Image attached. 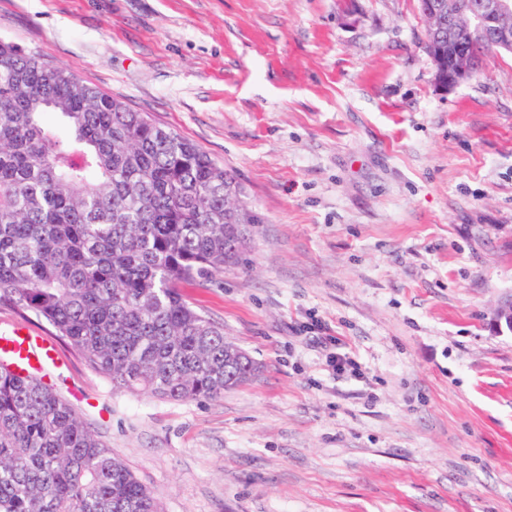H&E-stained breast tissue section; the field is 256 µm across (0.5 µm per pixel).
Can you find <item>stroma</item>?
Masks as SVG:
<instances>
[{
  "mask_svg": "<svg viewBox=\"0 0 512 512\" xmlns=\"http://www.w3.org/2000/svg\"><path fill=\"white\" fill-rule=\"evenodd\" d=\"M424 39L418 0H0V40L194 143L256 218L182 287L249 381L132 394L64 342L44 368L164 512H512V53L443 90Z\"/></svg>",
  "mask_w": 512,
  "mask_h": 512,
  "instance_id": "1",
  "label": "stroma"
}]
</instances>
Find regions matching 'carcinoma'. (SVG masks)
<instances>
[{
    "label": "carcinoma",
    "instance_id": "carcinoma-1",
    "mask_svg": "<svg viewBox=\"0 0 512 512\" xmlns=\"http://www.w3.org/2000/svg\"><path fill=\"white\" fill-rule=\"evenodd\" d=\"M248 222L194 144L0 40V306L47 322L115 389L220 398L251 373L224 367V327L181 286L237 264ZM0 512L162 506L52 386L0 365Z\"/></svg>",
    "mask_w": 512,
    "mask_h": 512
}]
</instances>
